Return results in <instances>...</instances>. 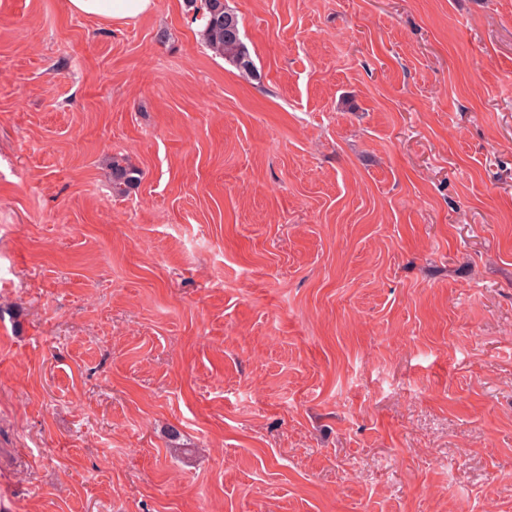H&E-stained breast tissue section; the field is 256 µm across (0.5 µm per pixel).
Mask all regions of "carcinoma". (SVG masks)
I'll return each instance as SVG.
<instances>
[{
  "instance_id": "carcinoma-1",
  "label": "carcinoma",
  "mask_w": 512,
  "mask_h": 512,
  "mask_svg": "<svg viewBox=\"0 0 512 512\" xmlns=\"http://www.w3.org/2000/svg\"><path fill=\"white\" fill-rule=\"evenodd\" d=\"M193 20L202 23L201 34L207 47L233 65L238 71L252 74L255 66L241 35L238 14L227 0H186ZM140 181V171L118 160L112 161V189L123 194Z\"/></svg>"
}]
</instances>
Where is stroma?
<instances>
[{
	"label": "stroma",
	"mask_w": 512,
	"mask_h": 512,
	"mask_svg": "<svg viewBox=\"0 0 512 512\" xmlns=\"http://www.w3.org/2000/svg\"><path fill=\"white\" fill-rule=\"evenodd\" d=\"M228 3L0 0V512H512V0ZM75 15L90 16L106 24L129 23L150 14L155 0H68ZM192 19L202 23L201 34L207 47L238 71L253 74L255 66L241 35L238 14L227 0H185ZM234 28L235 32L231 29ZM140 171L130 165H122L119 160L112 161V189L123 194L140 181Z\"/></svg>",
	"instance_id": "stroma-1"
}]
</instances>
